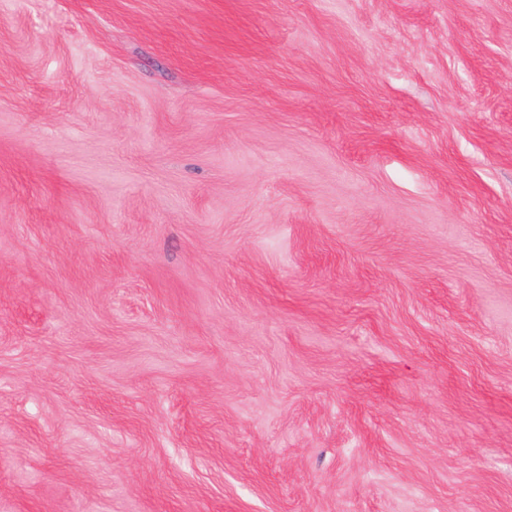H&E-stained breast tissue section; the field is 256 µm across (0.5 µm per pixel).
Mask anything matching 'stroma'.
Wrapping results in <instances>:
<instances>
[{
    "label": "stroma",
    "instance_id": "1",
    "mask_svg": "<svg viewBox=\"0 0 512 512\" xmlns=\"http://www.w3.org/2000/svg\"><path fill=\"white\" fill-rule=\"evenodd\" d=\"M0 512H512V0H0Z\"/></svg>",
    "mask_w": 512,
    "mask_h": 512
}]
</instances>
